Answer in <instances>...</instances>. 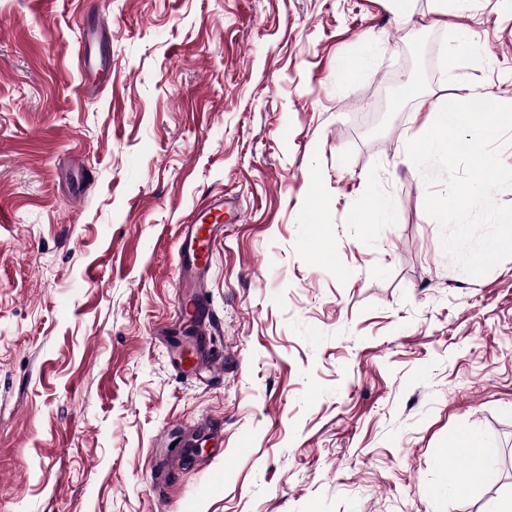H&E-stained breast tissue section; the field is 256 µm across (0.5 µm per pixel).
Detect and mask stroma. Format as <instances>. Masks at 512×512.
Wrapping results in <instances>:
<instances>
[{
    "label": "stroma",
    "mask_w": 512,
    "mask_h": 512,
    "mask_svg": "<svg viewBox=\"0 0 512 512\" xmlns=\"http://www.w3.org/2000/svg\"><path fill=\"white\" fill-rule=\"evenodd\" d=\"M473 98L512 104V0H0V512H495L448 439L512 451V258L464 274L406 154ZM217 195L206 386L155 336Z\"/></svg>",
    "instance_id": "stroma-1"
}]
</instances>
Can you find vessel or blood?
Instances as JSON below:
<instances>
[{
	"instance_id": "b4317fda",
	"label": "vessel or blood",
	"mask_w": 512,
	"mask_h": 512,
	"mask_svg": "<svg viewBox=\"0 0 512 512\" xmlns=\"http://www.w3.org/2000/svg\"><path fill=\"white\" fill-rule=\"evenodd\" d=\"M225 201L209 200L198 222L183 225L179 236L178 265L182 298L179 315L193 321L195 333L179 339L161 336L176 370L218 378L224 374V357L212 351L209 331L212 318L207 307L205 288L215 243L223 228Z\"/></svg>"
}]
</instances>
